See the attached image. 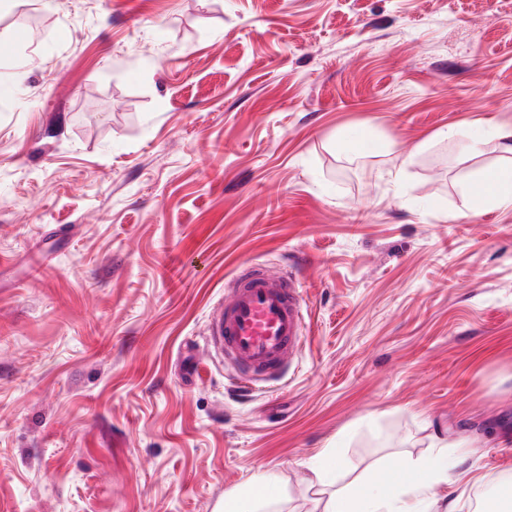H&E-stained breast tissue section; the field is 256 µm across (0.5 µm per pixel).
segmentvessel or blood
<instances>
[{
    "label": "vessel or blood",
    "mask_w": 512,
    "mask_h": 512,
    "mask_svg": "<svg viewBox=\"0 0 512 512\" xmlns=\"http://www.w3.org/2000/svg\"><path fill=\"white\" fill-rule=\"evenodd\" d=\"M304 305L294 278L253 262L235 271L232 287L215 307L208 350L238 369L240 388L286 381L305 340Z\"/></svg>",
    "instance_id": "1"
}]
</instances>
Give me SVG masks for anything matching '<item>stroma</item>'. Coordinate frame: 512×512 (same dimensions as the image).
<instances>
[{
    "label": "stroma",
    "instance_id": "1",
    "mask_svg": "<svg viewBox=\"0 0 512 512\" xmlns=\"http://www.w3.org/2000/svg\"><path fill=\"white\" fill-rule=\"evenodd\" d=\"M0 512H272L472 437L435 492L512 487V0H6ZM454 129L455 137L443 132ZM393 140L336 149L337 132ZM483 142L479 153L469 139ZM292 273L307 339L252 395L213 359L237 266ZM461 192L474 210L512 207V167L489 170L478 180L464 183ZM249 489L259 490L258 493L231 492L224 498L225 512H257L261 511L264 505L276 500L280 495V489L276 483L266 479H258L253 482ZM261 491H267L262 493Z\"/></svg>",
    "mask_w": 512,
    "mask_h": 512
}]
</instances>
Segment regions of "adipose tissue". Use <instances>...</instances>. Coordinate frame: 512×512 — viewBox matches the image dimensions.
Returning <instances> with one entry per match:
<instances>
[{"label": "adipose tissue", "mask_w": 512, "mask_h": 512, "mask_svg": "<svg viewBox=\"0 0 512 512\" xmlns=\"http://www.w3.org/2000/svg\"><path fill=\"white\" fill-rule=\"evenodd\" d=\"M461 192L473 209L512 207V167L485 172L462 185ZM430 455L408 460L399 470L376 468L360 481L341 485L336 480L340 451L322 449L311 468L310 483L319 497L314 512H447L434 493L447 482L469 453L465 439L435 436ZM280 489L266 479L253 482L251 491L232 492L224 498V512H261L276 500Z\"/></svg>", "instance_id": "1"}]
</instances>
